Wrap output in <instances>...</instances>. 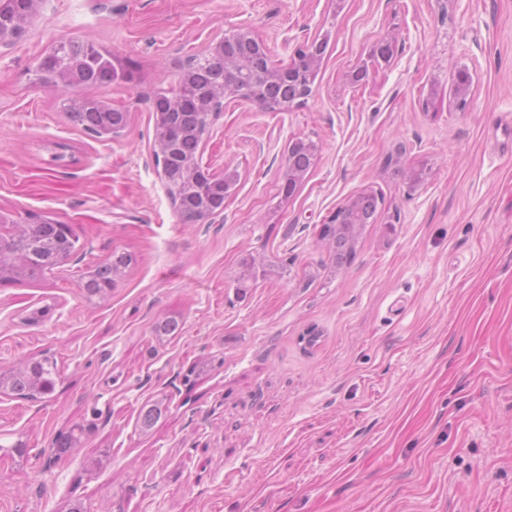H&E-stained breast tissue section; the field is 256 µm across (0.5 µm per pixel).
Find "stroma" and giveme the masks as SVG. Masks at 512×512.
<instances>
[{
	"label": "stroma",
	"instance_id": "stroma-1",
	"mask_svg": "<svg viewBox=\"0 0 512 512\" xmlns=\"http://www.w3.org/2000/svg\"><path fill=\"white\" fill-rule=\"evenodd\" d=\"M241 26L278 66L327 48L304 103L225 100L203 160L241 179L223 223L186 224L150 157L152 99ZM393 31L390 64L351 85ZM69 37L131 63L86 89L129 110L121 137L35 84ZM297 137L321 151L286 198ZM367 190L380 219L334 267L321 227ZM0 208L78 239L41 282L0 288V374L57 361L50 394L0 388V512H512V0H49L0 49ZM116 253L133 263L87 300L77 274ZM247 253L288 272L238 290Z\"/></svg>",
	"mask_w": 512,
	"mask_h": 512
}]
</instances>
